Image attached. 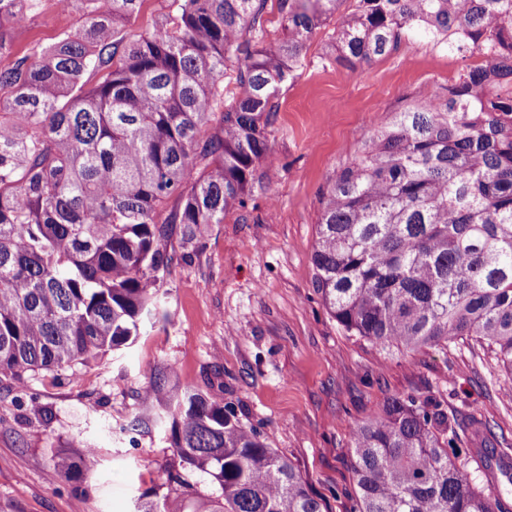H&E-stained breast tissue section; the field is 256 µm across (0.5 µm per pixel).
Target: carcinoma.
<instances>
[{
    "label": "carcinoma",
    "mask_w": 512,
    "mask_h": 512,
    "mask_svg": "<svg viewBox=\"0 0 512 512\" xmlns=\"http://www.w3.org/2000/svg\"><path fill=\"white\" fill-rule=\"evenodd\" d=\"M142 2L76 0L74 33L0 68V381L101 358L157 322L169 225L190 242L244 205L269 159L272 100L333 19L350 68L404 30L482 60L443 100L389 113L328 180L313 254L323 302L383 347L475 339L512 385V0H357L340 15L341 0H282L288 34L271 45L248 39L265 0H173L174 16L127 42ZM40 5L0 0V56ZM230 65L241 92L227 103ZM149 387L169 400L173 454L220 495L136 512H323L223 400L175 393L161 369ZM351 439L354 512H508L458 466L475 451L437 403L395 396Z\"/></svg>",
    "instance_id": "carcinoma-1"
}]
</instances>
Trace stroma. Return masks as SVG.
Returning a JSON list of instances; mask_svg holds the SVG:
<instances>
[{
	"instance_id": "35a3bbf8",
	"label": "stroma",
	"mask_w": 512,
	"mask_h": 512,
	"mask_svg": "<svg viewBox=\"0 0 512 512\" xmlns=\"http://www.w3.org/2000/svg\"><path fill=\"white\" fill-rule=\"evenodd\" d=\"M76 20L43 0L15 30V53L57 41ZM332 32L327 25L311 38L276 96L267 128L274 162L258 167L244 206L190 246L171 227L164 245L175 262L158 294L167 320L74 372L0 383V512H134L174 493L176 473L185 495L213 493L208 475L173 455L168 406L147 393L157 368L179 389L222 399L327 512L354 506L353 426L397 395L440 403L470 447L512 464V402L497 394L494 354L472 341L409 352L350 335L325 307L312 260L321 191L360 136L425 88L447 94L473 60L412 33L350 69L328 52ZM58 451L93 458L85 481L50 467Z\"/></svg>"
}]
</instances>
